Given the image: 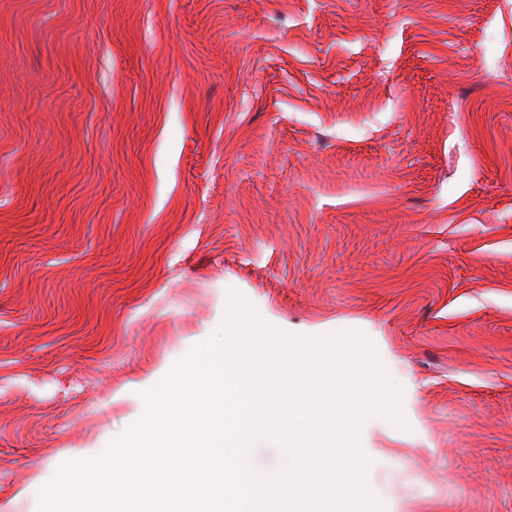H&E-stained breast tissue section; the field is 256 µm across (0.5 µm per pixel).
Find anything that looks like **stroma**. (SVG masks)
Listing matches in <instances>:
<instances>
[{
	"instance_id": "1",
	"label": "stroma",
	"mask_w": 512,
	"mask_h": 512,
	"mask_svg": "<svg viewBox=\"0 0 512 512\" xmlns=\"http://www.w3.org/2000/svg\"><path fill=\"white\" fill-rule=\"evenodd\" d=\"M233 291L371 341L385 512H512V0H0V512Z\"/></svg>"
}]
</instances>
